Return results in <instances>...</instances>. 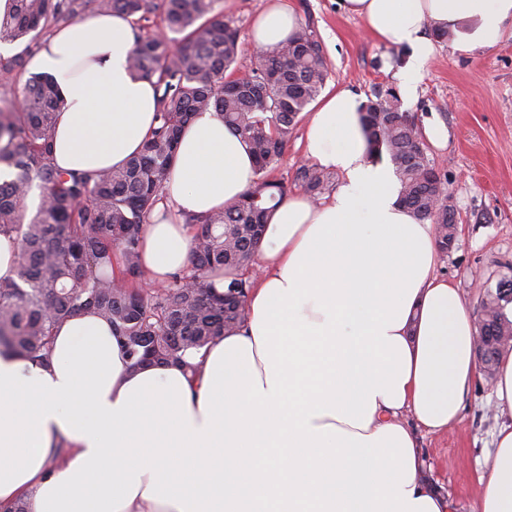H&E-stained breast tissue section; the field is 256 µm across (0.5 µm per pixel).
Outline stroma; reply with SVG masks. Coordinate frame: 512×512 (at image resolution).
<instances>
[{
  "mask_svg": "<svg viewBox=\"0 0 512 512\" xmlns=\"http://www.w3.org/2000/svg\"><path fill=\"white\" fill-rule=\"evenodd\" d=\"M310 23L334 72V84L364 96L376 84L402 92L403 107L419 127L442 126L447 137L429 155L448 174L458 217L451 251L441 254L439 276L455 284L470 310L486 291L512 277V25L490 49L455 50L434 38L425 67L406 77L409 46H390L362 20L344 14L338 0H286ZM266 0H224V17L240 32L237 75L247 74L257 48L249 29ZM496 382L478 375L463 402L461 421L420 445L430 479L447 493L454 512H477L484 461L501 423L493 408Z\"/></svg>",
  "mask_w": 512,
  "mask_h": 512,
  "instance_id": "stroma-1",
  "label": "stroma"
}]
</instances>
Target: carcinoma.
I'll list each match as a JSON object with an SVG mask.
<instances>
[{
    "label": "carcinoma",
    "instance_id": "obj_1",
    "mask_svg": "<svg viewBox=\"0 0 512 512\" xmlns=\"http://www.w3.org/2000/svg\"><path fill=\"white\" fill-rule=\"evenodd\" d=\"M220 0H11L0 17V43L29 42L0 70L26 76L12 99H0V234L14 236L17 279L0 280V356L47 358L54 329L73 314L91 309L112 327L133 365H141V342L153 345L154 361L187 358L224 335V324L244 311L224 307V292L245 296L250 279L223 282L224 270L249 267L261 246L268 215L287 196L271 178L282 162L309 106L332 78L310 24L257 65L233 76L240 53L238 29L224 20ZM120 11L138 26L130 69L155 80L157 126L142 150L119 169L95 174L68 172L52 159L60 108L58 86L45 73H27L32 46L51 26L85 13ZM159 15L165 35L147 31ZM214 112L246 141L256 159V178L239 198L208 215L189 214L195 228L189 266L158 288H144L140 260L148 215L164 200L165 184L183 128ZM361 118L371 156L388 159L399 183V201L415 217L448 224L440 187L448 174L427 154L421 131L402 109L398 90L374 85ZM296 179L316 200L332 175L303 165ZM38 191L34 216L26 205ZM223 284L224 291H217ZM508 302L498 294L481 301L478 330L512 336Z\"/></svg>",
    "mask_w": 512,
    "mask_h": 512
}]
</instances>
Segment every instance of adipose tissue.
Masks as SVG:
<instances>
[{"label": "adipose tissue", "instance_id": "obj_1", "mask_svg": "<svg viewBox=\"0 0 512 512\" xmlns=\"http://www.w3.org/2000/svg\"><path fill=\"white\" fill-rule=\"evenodd\" d=\"M382 42L409 45V73L434 48L426 24L468 52L499 43L512 0H343ZM299 26L269 0L251 42L272 52ZM131 17L70 24L31 62L62 106L56 165L119 168L156 125L152 81L133 76ZM360 102L320 96L305 156L340 173L315 203L291 195L269 216L244 321L180 364L133 366L111 326L83 311L59 325L48 359L0 357V506L29 512H451L424 476L417 431L460 420L478 373L477 325L439 277L436 227L398 202L373 160ZM255 178L246 143L213 112L182 132L141 245L149 282L188 263L205 215ZM479 512H512V421L502 426Z\"/></svg>", "mask_w": 512, "mask_h": 512}]
</instances>
